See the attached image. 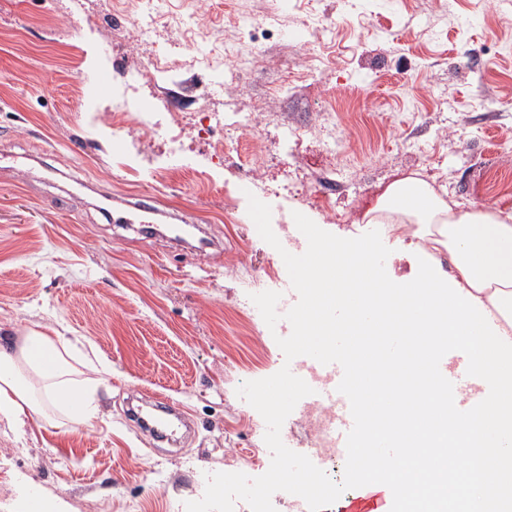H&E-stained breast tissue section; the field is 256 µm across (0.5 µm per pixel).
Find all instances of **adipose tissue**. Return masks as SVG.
<instances>
[{
    "instance_id": "1",
    "label": "adipose tissue",
    "mask_w": 512,
    "mask_h": 512,
    "mask_svg": "<svg viewBox=\"0 0 512 512\" xmlns=\"http://www.w3.org/2000/svg\"><path fill=\"white\" fill-rule=\"evenodd\" d=\"M365 218L386 225L395 243L416 238L425 269L402 287L385 288L371 263L369 238H323L302 274L309 303L301 329L321 342L336 332L327 317L331 307L370 310L371 327L356 322L347 327L363 342L360 371L382 375L401 407H412L419 395L425 400L422 415L438 409L444 416L433 431L416 430L410 455L422 450L448 460L466 448L483 452L475 483L449 481L443 468L427 487L413 468L402 470L399 478L410 498H430V512H443L451 500L481 501L484 512H512V212L455 209L425 180L407 176L393 183ZM442 252L448 255L444 264L438 259ZM390 333L410 339L415 363L407 371L374 353L376 338ZM456 341L471 346L475 376L490 389L485 404L462 425L450 414L447 391L421 375L424 361ZM110 371L107 362L77 355L63 336L33 330L16 348L0 336V422L20 432L31 414L54 408L68 420L92 424L101 415L99 378Z\"/></svg>"
}]
</instances>
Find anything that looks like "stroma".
Segmentation results:
<instances>
[{
	"mask_svg": "<svg viewBox=\"0 0 512 512\" xmlns=\"http://www.w3.org/2000/svg\"><path fill=\"white\" fill-rule=\"evenodd\" d=\"M114 12L109 0H0V329L79 341L112 367L93 424L37 415L21 441L0 424V512L19 472L74 512H185L207 475L268 470L266 424L236 390L285 362L286 328L269 329L250 296L288 281L281 251L306 250L294 213L342 238L375 233L394 288L426 265L365 222L395 181L417 172L461 209L512 210L496 194L512 182V33L496 24L512 0H159L145 32ZM250 22L259 67L199 68ZM103 40L121 47L123 71ZM156 55L172 82L147 77ZM100 73L115 85L141 74L136 92L157 111L250 112L257 130L228 136L220 160L188 136L166 169L163 136L113 128ZM286 129L305 135L279 145ZM246 183L282 250L251 224ZM141 204L159 232L134 219ZM168 224L197 225L203 245H173ZM155 394L191 414L179 447L129 414Z\"/></svg>",
	"mask_w": 512,
	"mask_h": 512,
	"instance_id": "1",
	"label": "stroma"
}]
</instances>
